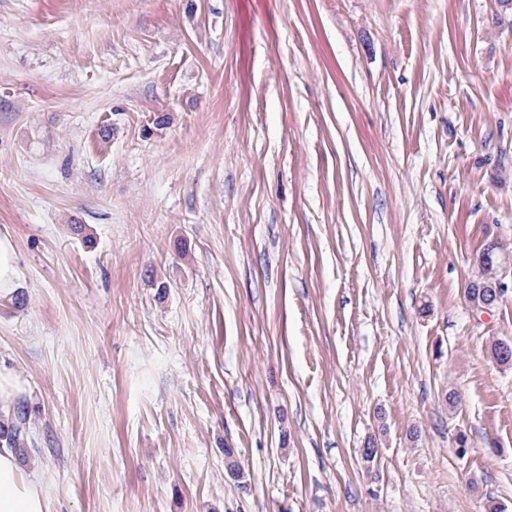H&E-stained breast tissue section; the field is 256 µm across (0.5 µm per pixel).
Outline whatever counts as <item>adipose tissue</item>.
I'll return each instance as SVG.
<instances>
[{
	"instance_id": "adipose-tissue-1",
	"label": "adipose tissue",
	"mask_w": 512,
	"mask_h": 512,
	"mask_svg": "<svg viewBox=\"0 0 512 512\" xmlns=\"http://www.w3.org/2000/svg\"><path fill=\"white\" fill-rule=\"evenodd\" d=\"M0 512H48L41 479L26 473L8 448H0Z\"/></svg>"
}]
</instances>
